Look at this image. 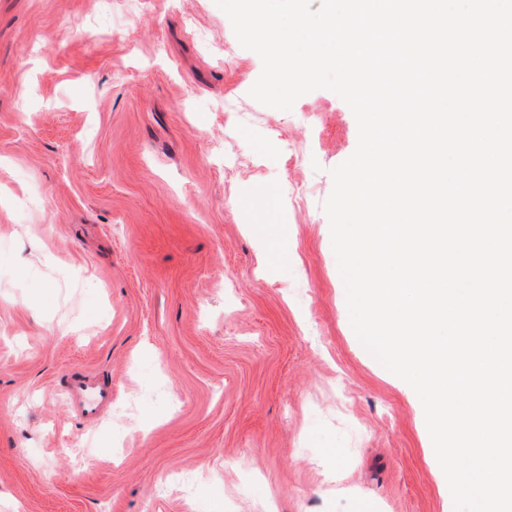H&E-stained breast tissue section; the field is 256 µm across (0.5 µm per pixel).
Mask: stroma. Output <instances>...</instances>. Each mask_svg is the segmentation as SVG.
<instances>
[{
    "mask_svg": "<svg viewBox=\"0 0 512 512\" xmlns=\"http://www.w3.org/2000/svg\"><path fill=\"white\" fill-rule=\"evenodd\" d=\"M98 8L0 0V512H454L350 324L323 209L349 106L251 98L215 0ZM76 370L112 383L92 424Z\"/></svg>",
    "mask_w": 512,
    "mask_h": 512,
    "instance_id": "stroma-1",
    "label": "stroma"
}]
</instances>
